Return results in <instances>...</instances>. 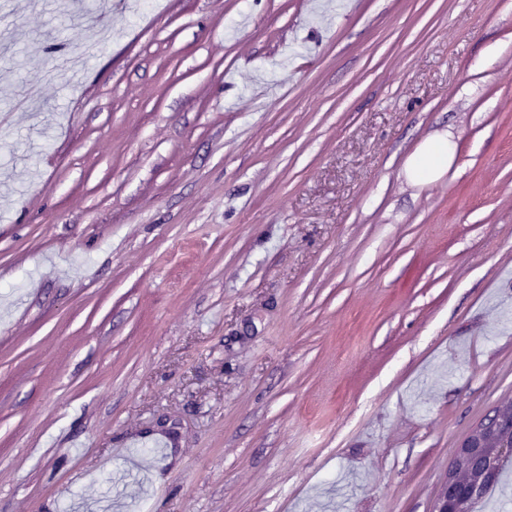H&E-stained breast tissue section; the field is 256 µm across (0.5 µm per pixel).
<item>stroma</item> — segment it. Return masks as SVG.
I'll list each match as a JSON object with an SVG mask.
<instances>
[{
	"label": "stroma",
	"mask_w": 512,
	"mask_h": 512,
	"mask_svg": "<svg viewBox=\"0 0 512 512\" xmlns=\"http://www.w3.org/2000/svg\"><path fill=\"white\" fill-rule=\"evenodd\" d=\"M135 2L0 12V512H432L512 403V0ZM450 160L448 136H434L410 159L407 175L414 180L432 179L448 167Z\"/></svg>",
	"instance_id": "35a3bbf8"
}]
</instances>
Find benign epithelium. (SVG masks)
<instances>
[{
	"mask_svg": "<svg viewBox=\"0 0 512 512\" xmlns=\"http://www.w3.org/2000/svg\"><path fill=\"white\" fill-rule=\"evenodd\" d=\"M512 456V409H500L461 442L444 478L433 512H470L491 482L500 461Z\"/></svg>",
	"mask_w": 512,
	"mask_h": 512,
	"instance_id": "benign-epithelium-1",
	"label": "benign epithelium"
}]
</instances>
